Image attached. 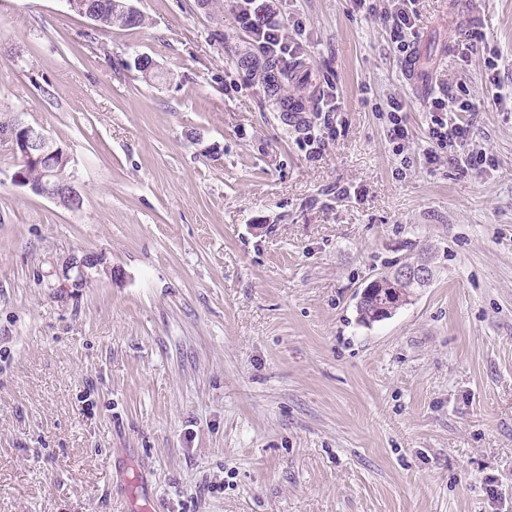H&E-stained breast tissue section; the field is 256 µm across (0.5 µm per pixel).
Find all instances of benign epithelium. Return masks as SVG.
<instances>
[{"mask_svg": "<svg viewBox=\"0 0 512 512\" xmlns=\"http://www.w3.org/2000/svg\"><path fill=\"white\" fill-rule=\"evenodd\" d=\"M0 144L7 145L12 152L22 158V166L13 173L14 182L29 188L33 193L48 198L68 209H78L82 197L72 183H60L53 176L54 167H63L71 162L70 155L57 146L43 128L22 121H15V127L9 131H0ZM30 164L45 170V177L38 183L33 182L25 171ZM388 277L399 283L428 278L427 267L419 264L414 268H397L388 273Z\"/></svg>", "mask_w": 512, "mask_h": 512, "instance_id": "benign-epithelium-1", "label": "benign epithelium"}]
</instances>
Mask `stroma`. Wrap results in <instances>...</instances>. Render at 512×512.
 Here are the masks:
<instances>
[{
	"instance_id": "stroma-1",
	"label": "stroma",
	"mask_w": 512,
	"mask_h": 512,
	"mask_svg": "<svg viewBox=\"0 0 512 512\" xmlns=\"http://www.w3.org/2000/svg\"><path fill=\"white\" fill-rule=\"evenodd\" d=\"M131 3L141 26L95 31L0 0V117L44 127L83 198L16 185L0 148V512H512V108L457 48L480 27L512 85V0L415 5L420 80L479 103L481 175L419 157L426 106L350 0L278 2L344 106L318 161L231 11ZM422 254L433 280L359 323L367 283ZM389 111L387 112V137L396 150V155L404 152L406 147H409V131L406 121L405 105L401 100L392 99L389 104Z\"/></svg>"
}]
</instances>
